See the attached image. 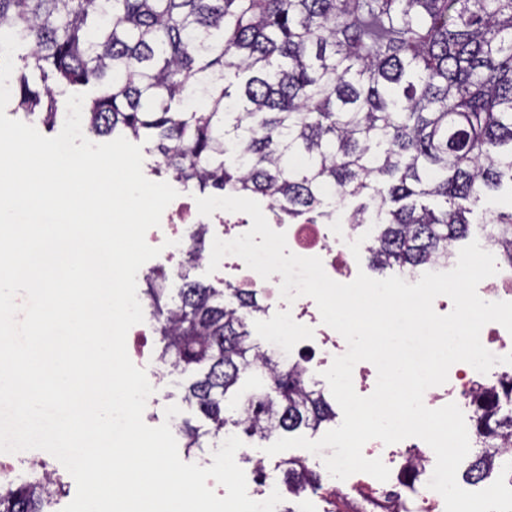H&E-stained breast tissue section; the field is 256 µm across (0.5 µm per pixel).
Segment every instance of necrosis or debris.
<instances>
[{
  "mask_svg": "<svg viewBox=\"0 0 512 512\" xmlns=\"http://www.w3.org/2000/svg\"><path fill=\"white\" fill-rule=\"evenodd\" d=\"M288 248L299 256L319 257L326 274L340 283L352 282L357 276L354 256L357 240L346 232L343 225L329 227L313 221H303L288 227ZM228 269L227 280L240 288L256 289L265 300H280L281 275L262 279L234 255L224 258ZM281 324L288 330L304 327L312 342L323 349L338 348L334 329L321 321L315 301L307 296L284 304ZM512 389V370L487 376L478 373L469 364L459 362L451 366L448 382L442 392L428 393V403L439 408L448 403H471L481 391L500 396ZM366 458L381 459L390 470L387 481L381 482L365 474H354L345 498L353 499L357 512H445L442 496L429 488V472L434 469L436 456L423 441H401L392 445L372 440L366 443Z\"/></svg>",
  "mask_w": 512,
  "mask_h": 512,
  "instance_id": "4bbe7bcc",
  "label": "necrosis or debris"
}]
</instances>
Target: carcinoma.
Segmentation results:
<instances>
[{
	"instance_id": "obj_1",
	"label": "carcinoma",
	"mask_w": 512,
	"mask_h": 512,
	"mask_svg": "<svg viewBox=\"0 0 512 512\" xmlns=\"http://www.w3.org/2000/svg\"><path fill=\"white\" fill-rule=\"evenodd\" d=\"M29 51L12 88L17 109L56 123L55 89L97 85L82 107L93 135L152 138L158 168L199 190L268 198L279 214L373 226L380 268H417L470 235L482 198L512 188V0H0V32ZM481 223L512 230V211ZM188 263L202 259L193 230ZM146 277L168 373L201 374L182 401L188 449L218 448L232 425L250 438L318 430L336 419L297 364L270 354L250 323L252 292L178 273ZM490 448L464 476L512 459V409L479 393ZM288 494L315 487L301 457L279 462ZM62 486L46 470L0 481V512H49Z\"/></svg>"
}]
</instances>
